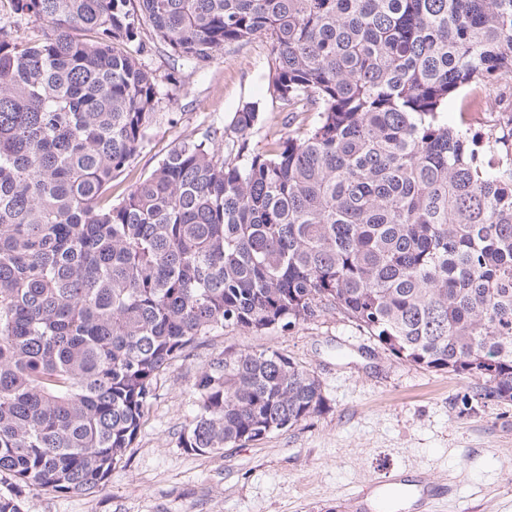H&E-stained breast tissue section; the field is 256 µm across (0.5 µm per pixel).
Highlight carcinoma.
Instances as JSON below:
<instances>
[{
  "label": "carcinoma",
  "instance_id": "obj_1",
  "mask_svg": "<svg viewBox=\"0 0 512 512\" xmlns=\"http://www.w3.org/2000/svg\"><path fill=\"white\" fill-rule=\"evenodd\" d=\"M46 26L18 40L12 25ZM0 512L91 494L158 379L206 336L334 309L396 357L512 402V118L448 124L512 83V0H0ZM150 26L206 63L263 33L271 87L314 117L264 151L236 112L117 202L159 103ZM180 447L245 448L321 413L320 380L267 349L194 383Z\"/></svg>",
  "mask_w": 512,
  "mask_h": 512
}]
</instances>
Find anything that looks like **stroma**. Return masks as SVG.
I'll return each instance as SVG.
<instances>
[{
    "label": "stroma",
    "instance_id": "1",
    "mask_svg": "<svg viewBox=\"0 0 512 512\" xmlns=\"http://www.w3.org/2000/svg\"><path fill=\"white\" fill-rule=\"evenodd\" d=\"M142 37L154 45L145 63L162 97L149 141L114 181L113 198L186 136L231 130L246 104L260 112L250 149L264 151L287 131L292 114L267 90L266 37L226 45L199 67L174 59L151 29ZM247 346L281 352L314 372L326 410L244 448L210 455L180 448L198 408L196 376ZM472 386L394 357L333 310L261 336L221 332L160 377L132 448L99 492L33 490L20 512H352L348 495L389 474L455 479L454 501L437 512H512V402L465 412L460 397Z\"/></svg>",
    "mask_w": 512,
    "mask_h": 512
}]
</instances>
